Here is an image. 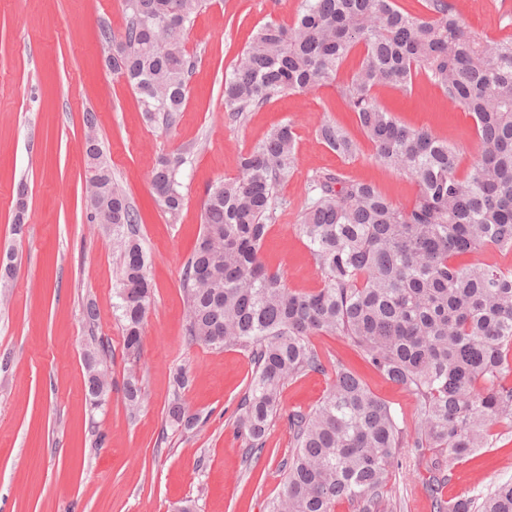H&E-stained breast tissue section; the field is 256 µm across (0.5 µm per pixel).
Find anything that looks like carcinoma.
<instances>
[{
  "mask_svg": "<svg viewBox=\"0 0 512 512\" xmlns=\"http://www.w3.org/2000/svg\"><path fill=\"white\" fill-rule=\"evenodd\" d=\"M424 13L398 0H300L290 24L260 25L224 73V111L237 120L273 98L311 90L336 78L355 54L356 68L340 90L357 117L376 161L417 186L409 206L394 204L370 181L341 171H317L305 185L296 225L315 258L324 287L288 288L260 257L280 204L278 186L291 174L296 135L274 128L241 154L238 173L212 185L202 205V232L184 265L186 336L192 343L248 351L254 376L234 421L245 457L262 452L286 381L325 366L311 343L341 336L373 369L416 398L418 422L408 437L391 407L341 364L336 383L316 407L288 415L293 450L284 482L267 512H378L388 495L398 450L437 448L433 481L447 467L491 448L505 423L512 428V269L478 255L512 253V36L492 39L468 31L450 0H421ZM205 0H124L128 20L105 63L135 90L147 118L170 125L182 111L195 60L185 34ZM426 78L474 121L477 152L467 172L460 155L425 128L401 123L378 105L374 91H412ZM84 152L94 192L91 224L112 231L120 264L115 303L129 361L143 348L150 305L148 258L136 238L138 216L103 158L94 113L84 117ZM316 138L348 161L357 144L332 120ZM181 158L162 157L151 182L163 210L184 205ZM101 344L87 354L86 388L94 407L109 394ZM179 370L167 407L169 425L188 431ZM124 398L136 409L142 391L128 371ZM437 512H512V479L473 497L439 500Z\"/></svg>",
  "mask_w": 512,
  "mask_h": 512,
  "instance_id": "cac0c4a2",
  "label": "carcinoma"
}]
</instances>
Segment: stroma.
<instances>
[{"label": "stroma", "mask_w": 512, "mask_h": 512, "mask_svg": "<svg viewBox=\"0 0 512 512\" xmlns=\"http://www.w3.org/2000/svg\"><path fill=\"white\" fill-rule=\"evenodd\" d=\"M460 21L480 36H505L501 19L512 0H452ZM300 0H210L186 34L197 66L186 102L172 125L148 122L129 85L105 64L102 30L121 35L123 0H0V256L15 254L12 275L0 273V512H265L282 490L291 453L288 415L310 410L331 390L335 374L287 381L261 454L245 457L233 422L253 364L239 348L188 343L183 267L202 231L205 193L238 172L239 157L274 127L291 123L298 135L295 170L280 186L283 201L261 258L289 288L323 285L316 262L295 230L308 176L320 170L374 182L395 204L416 196L405 175L380 166L354 112L339 93L355 67L346 61L334 81L312 92L272 99L231 120L224 110V72L274 19L292 22ZM377 103L402 122L430 127L457 147L462 160L476 150L470 115L450 106L425 79L410 93L378 88ZM95 113L112 174L137 211L139 240L154 292L138 362L143 400L126 407L128 362L112 305L119 269L112 235L86 220L84 112ZM326 119L358 145L341 160L315 138ZM183 158L184 205L170 219L151 185L160 156ZM28 209L22 230L13 216L18 193ZM94 305L95 324L85 320ZM322 358L356 374L387 402L407 431L417 425L416 401L377 374L337 336H316ZM108 347L111 391L105 404L86 399L85 355ZM185 369L182 398L199 415L190 431L167 422L173 375ZM494 447L455 464L441 492L430 486L431 451L401 449L393 471L394 498L380 512H436L435 501L474 495L512 479V429L499 425Z\"/></svg>", "instance_id": "stroma-1"}]
</instances>
